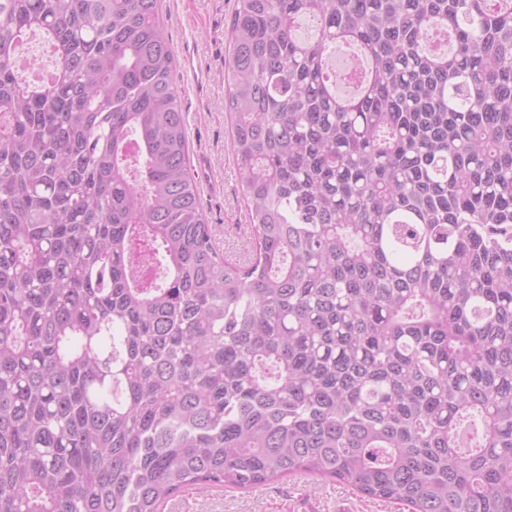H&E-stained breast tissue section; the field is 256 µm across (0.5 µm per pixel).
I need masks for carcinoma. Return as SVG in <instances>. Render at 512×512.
I'll return each mask as SVG.
<instances>
[{
  "mask_svg": "<svg viewBox=\"0 0 512 512\" xmlns=\"http://www.w3.org/2000/svg\"><path fill=\"white\" fill-rule=\"evenodd\" d=\"M158 2L0 0V512L296 473L512 512V0H237L244 264L200 212Z\"/></svg>",
  "mask_w": 512,
  "mask_h": 512,
  "instance_id": "1",
  "label": "carcinoma"
}]
</instances>
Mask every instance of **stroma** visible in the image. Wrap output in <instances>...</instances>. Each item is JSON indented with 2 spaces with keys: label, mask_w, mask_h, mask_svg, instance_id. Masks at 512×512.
<instances>
[{
  "label": "stroma",
  "mask_w": 512,
  "mask_h": 512,
  "mask_svg": "<svg viewBox=\"0 0 512 512\" xmlns=\"http://www.w3.org/2000/svg\"><path fill=\"white\" fill-rule=\"evenodd\" d=\"M236 0H160L176 57L174 80L188 137V166L200 209L224 255L240 259L250 239L248 209L236 175L224 109V59ZM174 512H408L397 501L362 497L351 485L297 474L254 490L192 486L171 500Z\"/></svg>",
  "instance_id": "obj_1"
}]
</instances>
